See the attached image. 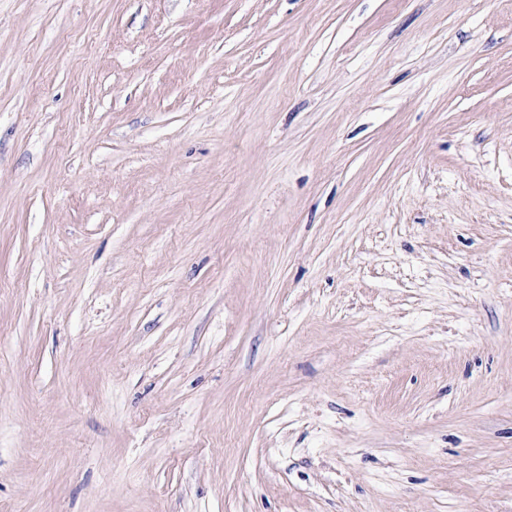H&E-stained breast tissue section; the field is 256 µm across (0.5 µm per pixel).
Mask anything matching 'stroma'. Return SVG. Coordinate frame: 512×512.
Listing matches in <instances>:
<instances>
[{"label": "stroma", "instance_id": "1", "mask_svg": "<svg viewBox=\"0 0 512 512\" xmlns=\"http://www.w3.org/2000/svg\"><path fill=\"white\" fill-rule=\"evenodd\" d=\"M0 512H512V0H0Z\"/></svg>", "mask_w": 512, "mask_h": 512}]
</instances>
